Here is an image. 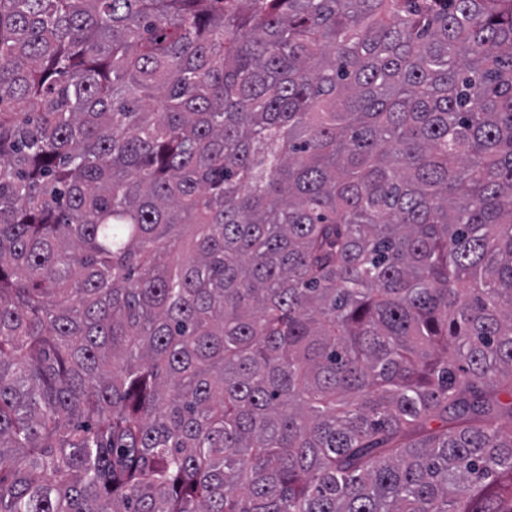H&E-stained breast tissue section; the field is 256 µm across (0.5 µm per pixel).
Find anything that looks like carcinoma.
I'll list each match as a JSON object with an SVG mask.
<instances>
[{
  "label": "carcinoma",
  "instance_id": "1",
  "mask_svg": "<svg viewBox=\"0 0 512 512\" xmlns=\"http://www.w3.org/2000/svg\"><path fill=\"white\" fill-rule=\"evenodd\" d=\"M0 512H512V0H0Z\"/></svg>",
  "mask_w": 512,
  "mask_h": 512
}]
</instances>
